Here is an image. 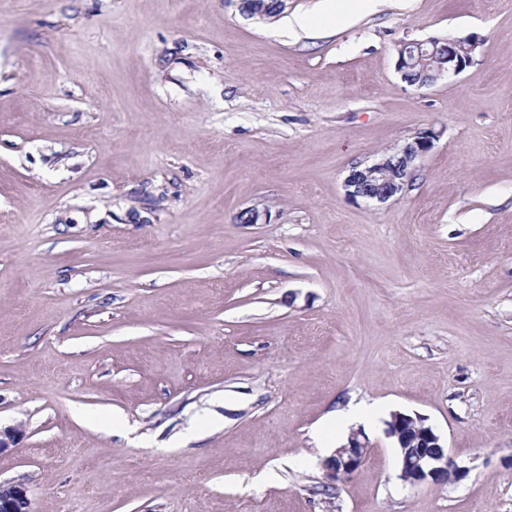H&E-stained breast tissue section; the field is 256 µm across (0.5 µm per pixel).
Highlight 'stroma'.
I'll list each match as a JSON object with an SVG mask.
<instances>
[{
  "label": "stroma",
  "mask_w": 512,
  "mask_h": 512,
  "mask_svg": "<svg viewBox=\"0 0 512 512\" xmlns=\"http://www.w3.org/2000/svg\"><path fill=\"white\" fill-rule=\"evenodd\" d=\"M353 6L0 0V480L34 512H512V0ZM448 36L474 63L404 82ZM428 128L403 195L347 197ZM395 411L462 477L405 485ZM479 41V39L461 41L451 37L432 38L426 41H403L399 45L396 67L405 82L409 85H418L423 77V70L428 68V64H425L428 58H422V61L411 58L414 56L431 58L434 64L429 69L430 73L426 81L419 86L430 85L450 74L458 75L471 66L475 50L480 47ZM460 50L465 53L471 52V54H466V59H463L460 56ZM409 61L411 66L407 67ZM368 449L369 442L362 431H353L346 443L324 460V485L335 487L336 482L348 478L360 466Z\"/></svg>",
  "instance_id": "35a3bbf8"
}]
</instances>
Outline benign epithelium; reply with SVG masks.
Instances as JSON below:
<instances>
[{"label":"benign epithelium","mask_w":512,"mask_h":512,"mask_svg":"<svg viewBox=\"0 0 512 512\" xmlns=\"http://www.w3.org/2000/svg\"><path fill=\"white\" fill-rule=\"evenodd\" d=\"M480 47L477 39L432 38L426 41H403L398 49L396 67L405 71L412 57H429L434 61L424 84L458 75L473 64L471 53ZM438 135L430 130L416 133L395 151V159L382 158L367 165H355L345 181L347 196L367 203H385L403 193L413 181L417 161L434 146ZM386 435L397 449L400 478L411 486L445 483L448 474H457L447 447L425 419L414 414L394 412L386 422ZM369 442L360 431L352 432L346 443L323 462L324 485L349 477L362 463ZM30 499L24 484L0 481V512H29Z\"/></svg>","instance_id":"1"}]
</instances>
